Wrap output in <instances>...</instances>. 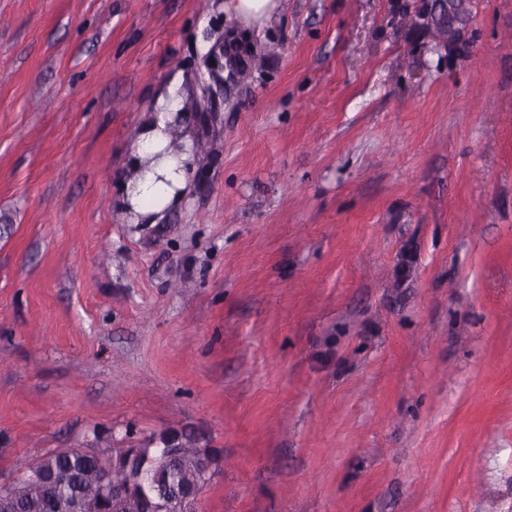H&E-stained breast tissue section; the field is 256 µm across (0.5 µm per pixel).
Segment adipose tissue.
<instances>
[{"label": "adipose tissue", "instance_id": "adipose-tissue-1", "mask_svg": "<svg viewBox=\"0 0 512 512\" xmlns=\"http://www.w3.org/2000/svg\"><path fill=\"white\" fill-rule=\"evenodd\" d=\"M182 108L177 86L159 91L125 156L124 169L114 183L116 203L120 209L133 213L135 223H158L184 200L195 148L190 139L181 135ZM154 149L165 151L166 156L152 165L148 159Z\"/></svg>", "mask_w": 512, "mask_h": 512}]
</instances>
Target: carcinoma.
Here are the masks:
<instances>
[{
	"label": "carcinoma",
	"mask_w": 512,
	"mask_h": 512,
	"mask_svg": "<svg viewBox=\"0 0 512 512\" xmlns=\"http://www.w3.org/2000/svg\"><path fill=\"white\" fill-rule=\"evenodd\" d=\"M160 452L148 444L132 455L123 448L107 447L97 454L74 448L51 452L38 464L56 479L40 484L20 481L12 490L13 512H69L74 500L92 503L106 498L117 486L128 494L126 512H139L142 499L150 496L162 500L167 512H181L184 498L205 484L199 477L201 449L185 447L170 465L158 466L148 478H140L143 466L157 460Z\"/></svg>",
	"instance_id": "obj_1"
}]
</instances>
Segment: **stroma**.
I'll return each mask as SVG.
<instances>
[{
    "label": "stroma",
    "mask_w": 512,
    "mask_h": 512,
    "mask_svg": "<svg viewBox=\"0 0 512 512\" xmlns=\"http://www.w3.org/2000/svg\"><path fill=\"white\" fill-rule=\"evenodd\" d=\"M429 2L0 0V478L168 439L201 512H512V0ZM176 75L195 170L137 224ZM226 9L236 17L244 20H257L269 18L278 3L276 0H227ZM178 87L169 85L156 94L152 112H146L131 144L114 186L120 209L134 213L137 224H157L164 214L181 205L195 163V148L189 138H179L187 121ZM182 144L173 150L174 140ZM167 149V156L158 164L151 162V172H144L149 160L147 152ZM160 175L164 180L155 181ZM169 183V184H168ZM153 200L149 203L148 200Z\"/></svg>",
    "instance_id": "35a3bbf8"
}]
</instances>
